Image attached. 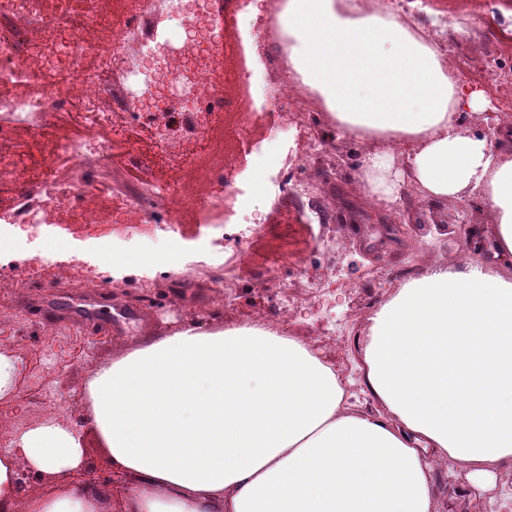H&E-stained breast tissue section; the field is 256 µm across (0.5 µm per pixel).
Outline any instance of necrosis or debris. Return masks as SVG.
Segmentation results:
<instances>
[{
	"label": "necrosis or debris",
	"mask_w": 512,
	"mask_h": 512,
	"mask_svg": "<svg viewBox=\"0 0 512 512\" xmlns=\"http://www.w3.org/2000/svg\"><path fill=\"white\" fill-rule=\"evenodd\" d=\"M183 2L144 0L143 25L116 23L108 38L98 39L93 32L101 23L99 0H81L77 12L69 0H57L51 11L43 0H0V283L39 266L59 233L76 236L99 223L110 149L131 124H139L159 149L137 161L150 175L159 167H189L210 149L209 128L236 110L212 65L213 0H193L188 12ZM175 16L190 33L176 47L163 30ZM255 36L263 44V69L243 70L237 83L261 80L267 104L288 107L296 125H303L304 107L283 77L286 59L278 36L269 27ZM156 48L165 52L162 68L144 70V58ZM56 56L67 57L65 70L53 67ZM61 115L81 132L55 144L69 163L64 182L44 155L17 142L19 132L39 137ZM124 198V211L115 215L119 224L130 214L143 219L156 209L183 205L164 181L147 188L129 184Z\"/></svg>",
	"instance_id": "1"
}]
</instances>
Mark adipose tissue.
I'll return each mask as SVG.
<instances>
[{
  "label": "adipose tissue",
  "mask_w": 512,
  "mask_h": 512,
  "mask_svg": "<svg viewBox=\"0 0 512 512\" xmlns=\"http://www.w3.org/2000/svg\"><path fill=\"white\" fill-rule=\"evenodd\" d=\"M288 61L340 136L390 143L361 175L392 204L403 181L441 201L481 194L495 255L512 261V155L461 130L486 111L439 42L388 0H285ZM357 410L312 343L242 324L155 337L97 367L87 421L121 478L75 483L83 437L50 417L0 454V512H434L431 455L473 495L512 507V278L478 261L405 281L373 313ZM42 493L24 495L23 472Z\"/></svg>",
  "instance_id": "ef3b65f1"
}]
</instances>
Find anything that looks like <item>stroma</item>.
I'll use <instances>...</instances> for the list:
<instances>
[{"label": "stroma", "mask_w": 512, "mask_h": 512, "mask_svg": "<svg viewBox=\"0 0 512 512\" xmlns=\"http://www.w3.org/2000/svg\"><path fill=\"white\" fill-rule=\"evenodd\" d=\"M487 0H425L416 12L415 24L429 31L435 19L464 23L461 32H449L442 48L457 68L458 78L485 90L493 106L512 94L489 76L490 68L512 67V34L492 39L491 28L499 19L512 18V0H494L495 12L485 15ZM237 113H227L209 132L214 145L211 153L199 156L192 169L172 168L166 179L174 195L185 200L183 209L164 214L159 222L102 224L91 234L69 239L77 254L97 258L99 252L112 251L119 264L121 282L117 288L87 292L76 283L55 277L54 261H46L42 274L18 288H0V341L17 352L19 372L14 392L0 399V434L20 426L36 424L47 414L78 431L87 444L84 480L95 481L112 474L108 456L97 447L85 416L84 384L94 369L112 357L135 347L150 336H162L191 323L216 330L247 322L255 312L256 290L263 285L268 270L279 260L302 262L307 272L295 279L299 290V316L295 335L320 336L335 326L352 322L349 361L358 364L368 339L370 312H358L360 303L375 293L392 296L402 281L397 273L409 256L418 250L430 258L418 270L426 275L437 266L456 261L465 246L455 225L463 221L479 226L483 237H491L492 217L486 206L476 208L448 199L437 206L439 218L448 220L447 234L430 232L428 225L417 224L398 245L380 246L377 226L353 223L342 212L329 228L330 235L360 244L369 258L352 272H338L342 256L332 250H317L314 239L318 225L308 219V204L340 207L344 200L364 205L370 195L355 168L333 170L309 161L306 139L295 137L294 124L279 112L254 125L248 136L238 134ZM309 123L320 134L326 153L360 160L369 144L339 137L322 110L310 113ZM264 140L267 160L280 166L290 163L298 181L308 184L311 199L290 193L274 196L267 189L254 190L253 201L239 210L241 225H261V232L249 239L243 251H229L226 267L236 281L233 307L215 299L212 286L219 275L202 247L205 233L222 231L224 213H202L194 201L211 188L216 168L225 158L254 170L247 138ZM139 128H130L122 142L112 146L113 188L131 179L129 157L154 153ZM443 512H484L485 500L473 497L465 478H449L437 471L434 478Z\"/></svg>", "instance_id": "stroma-1"}]
</instances>
